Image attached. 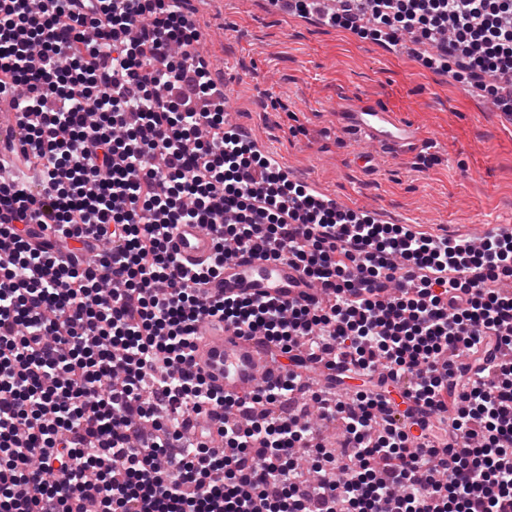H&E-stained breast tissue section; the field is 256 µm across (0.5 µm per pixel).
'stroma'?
<instances>
[{"label": "stroma", "mask_w": 512, "mask_h": 512, "mask_svg": "<svg viewBox=\"0 0 512 512\" xmlns=\"http://www.w3.org/2000/svg\"><path fill=\"white\" fill-rule=\"evenodd\" d=\"M187 9L227 112L294 179L451 240L486 221L512 223V113L492 111L483 90L427 67L422 55L305 16L279 17L262 0H187ZM346 90L399 112L418 132L416 149L357 168L359 137L335 121Z\"/></svg>", "instance_id": "obj_1"}]
</instances>
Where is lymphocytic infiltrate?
Listing matches in <instances>:
<instances>
[{
    "instance_id": "1",
    "label": "lymphocytic infiltrate",
    "mask_w": 512,
    "mask_h": 512,
    "mask_svg": "<svg viewBox=\"0 0 512 512\" xmlns=\"http://www.w3.org/2000/svg\"><path fill=\"white\" fill-rule=\"evenodd\" d=\"M366 10L331 20L449 33L425 64L458 81L512 73V0ZM200 37L182 0H0V97L40 185L0 182V512H512V234L476 249L313 202L225 130ZM177 224L212 231L206 262L180 260ZM233 254L288 256L315 293H208ZM210 318L265 339L281 378L211 389ZM321 361L368 390H313ZM295 394L342 421L340 454L283 414Z\"/></svg>"
}]
</instances>
